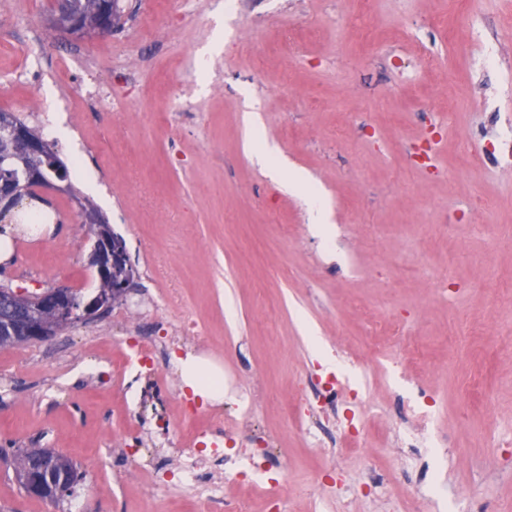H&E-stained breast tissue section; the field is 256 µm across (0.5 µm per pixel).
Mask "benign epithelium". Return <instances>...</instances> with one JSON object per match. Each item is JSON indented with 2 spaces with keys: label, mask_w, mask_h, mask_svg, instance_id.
<instances>
[{
  "label": "benign epithelium",
  "mask_w": 512,
  "mask_h": 512,
  "mask_svg": "<svg viewBox=\"0 0 512 512\" xmlns=\"http://www.w3.org/2000/svg\"><path fill=\"white\" fill-rule=\"evenodd\" d=\"M100 5L98 15L93 20L83 18L66 6H58L52 10L51 24L69 37L109 36L119 26L121 16L113 9L111 0H100ZM0 141L7 142L11 147L9 153L0 151V166L21 172L19 178L6 175L0 178V208L13 203L17 196L32 187L50 195L69 192V185L46 180L42 170L31 164V160L49 152V143L17 123L11 112L0 113ZM81 214L85 223L91 225L94 235L91 259L100 277L112 278V288L103 289L80 304L70 288H51L32 295L1 289L0 303L20 300L22 306L15 315L0 323V345L17 347L47 341L72 322L75 309H80L82 318L87 321L97 319L114 303L124 300L134 288L132 275L112 277V271L118 268H132L124 241L115 236L111 225L98 213L83 210ZM72 473L74 467L71 462L62 454L53 452L41 465L39 473H22L20 480L28 496L52 499L68 488L65 481Z\"/></svg>",
  "instance_id": "7a95c632"
}]
</instances>
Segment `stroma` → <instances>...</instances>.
Returning a JSON list of instances; mask_svg holds the SVG:
<instances>
[{"mask_svg": "<svg viewBox=\"0 0 512 512\" xmlns=\"http://www.w3.org/2000/svg\"><path fill=\"white\" fill-rule=\"evenodd\" d=\"M0 20V98L24 115L31 94L53 111L71 80L58 59H98L112 89L109 109L81 113L91 150L74 136L47 140L65 164L93 177L112 200L99 207L136 271L127 300L94 321L78 320L48 341L0 348V512H192V489L160 496L126 481L116 453L134 422L143 459L173 456L183 405L161 380L112 366L128 347L175 332L192 315L210 349L180 339L172 355L199 357L224 375V400L198 403V422L223 416L241 393L260 440L224 445V498L248 497L251 512H463L460 490L476 488L474 512H512V0H475L469 36L451 37L435 18L448 0H120L111 36L64 38L47 23L50 0H8ZM438 56L418 63L400 28ZM385 32L369 46L357 27ZM166 35L144 40V31ZM42 37L37 72L10 83L12 43ZM127 53L128 70L110 67ZM192 84L179 105L169 82ZM452 102L444 110L443 102ZM273 150L309 180L329 236L308 222L301 197L258 165ZM63 223L36 243L12 233L0 284L29 294L98 287L89 265L93 235L69 195L56 196ZM277 214L278 223L268 221ZM165 299L162 316L127 325L126 311ZM402 326L403 343L374 349V322ZM424 356L404 362V347ZM360 389L348 406L367 430L366 452L332 454L339 435L304 437L282 401L326 381ZM142 405L129 415L124 388ZM430 395L445 448H387L385 420ZM173 416L169 431L159 415ZM504 436L491 446L489 428ZM27 448L67 455L83 479L73 495L29 497L14 456Z\"/></svg>", "mask_w": 512, "mask_h": 512, "instance_id": "stroma-1", "label": "stroma"}]
</instances>
